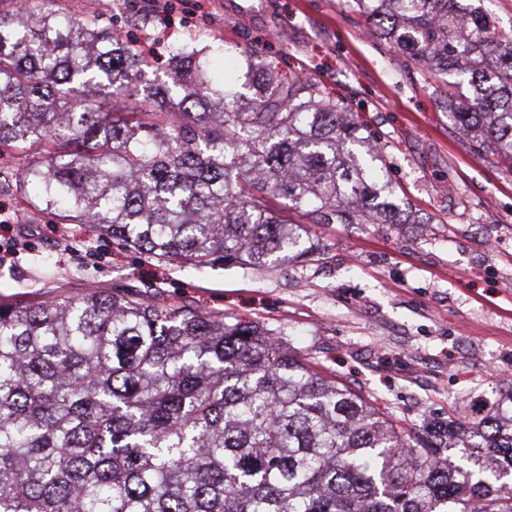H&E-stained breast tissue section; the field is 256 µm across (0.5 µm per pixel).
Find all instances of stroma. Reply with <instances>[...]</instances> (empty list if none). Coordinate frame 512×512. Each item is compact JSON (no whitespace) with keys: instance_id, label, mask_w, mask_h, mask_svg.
<instances>
[{"instance_id":"35a3bbf8","label":"stroma","mask_w":512,"mask_h":512,"mask_svg":"<svg viewBox=\"0 0 512 512\" xmlns=\"http://www.w3.org/2000/svg\"><path fill=\"white\" fill-rule=\"evenodd\" d=\"M231 15L226 0H178L152 18L130 0H48L94 12L163 73L172 44H221L275 61L344 100L386 145L413 224H311L312 255L261 270L160 260L62 224L0 189V301L88 290L253 322L300 359L427 435L484 415L512 394V169L479 156L449 123L433 71L368 32L346 0H265Z\"/></svg>"}]
</instances>
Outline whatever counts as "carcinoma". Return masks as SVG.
<instances>
[{"mask_svg": "<svg viewBox=\"0 0 512 512\" xmlns=\"http://www.w3.org/2000/svg\"><path fill=\"white\" fill-rule=\"evenodd\" d=\"M466 92L448 120L512 168V32L471 0H353ZM168 79L92 13L0 11V151L43 210L194 265L308 253L306 224H411L385 150L297 74ZM143 96L135 112L112 102ZM0 512H512V395L425 440L252 322L90 290L0 302Z\"/></svg>", "mask_w": 512, "mask_h": 512, "instance_id": "1", "label": "carcinoma"}]
</instances>
